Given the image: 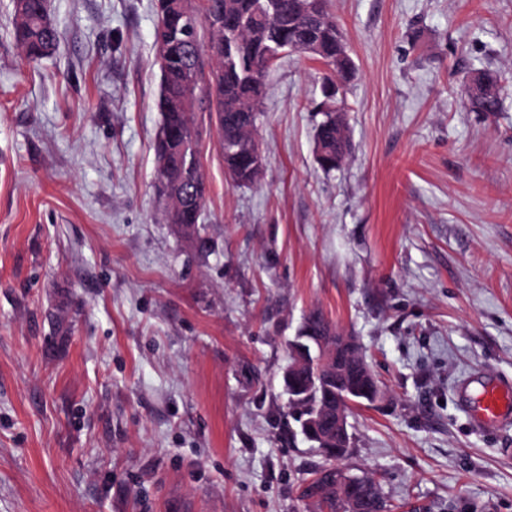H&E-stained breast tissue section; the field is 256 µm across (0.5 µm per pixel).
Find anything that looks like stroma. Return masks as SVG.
Here are the masks:
<instances>
[{
  "instance_id": "35a3bbf8",
  "label": "stroma",
  "mask_w": 512,
  "mask_h": 512,
  "mask_svg": "<svg viewBox=\"0 0 512 512\" xmlns=\"http://www.w3.org/2000/svg\"><path fill=\"white\" fill-rule=\"evenodd\" d=\"M157 0H50L28 62L0 0V512H311L289 339L314 307L386 396L352 405L341 467L388 512H512V423L459 383L512 381V0H331L355 65L352 149L315 161L320 62L285 57L234 184L199 112L207 209L163 221ZM472 83L475 86H472ZM498 77L490 72H478L469 84L466 96L472 112H498L502 107Z\"/></svg>"
}]
</instances>
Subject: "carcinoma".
I'll return each instance as SVG.
<instances>
[{
  "label": "carcinoma",
  "mask_w": 512,
  "mask_h": 512,
  "mask_svg": "<svg viewBox=\"0 0 512 512\" xmlns=\"http://www.w3.org/2000/svg\"><path fill=\"white\" fill-rule=\"evenodd\" d=\"M295 0H157L155 44L166 51L158 58L161 85L158 107L162 116L156 141V184L164 197L168 224L195 232L203 219L207 190L200 164L199 131L194 113L214 112L221 131L224 167L237 185L258 182L255 162L262 158L258 123L266 98V78L280 58L279 48L310 37L322 47L317 57L328 69L321 86L324 100L315 105L323 115L316 126L315 143L323 155L316 158L326 173L336 170L350 153L346 126L336 123L338 83L348 82L354 64L328 0H314V12L297 14ZM14 37L24 57L37 62L55 49L59 32L43 0H13ZM473 112H498L502 107L498 77L481 71L466 91ZM310 327L325 335V344L337 352L332 372L336 379L307 402L288 406V416L307 420L311 410L336 400L351 387L355 401H371L376 380L365 376L369 367L352 337L340 333L322 311L306 316ZM325 463L305 483L301 498L315 512H347L348 474L337 468L345 448L332 441L322 449ZM359 493L369 500L370 512H385L375 480L366 477Z\"/></svg>",
  "instance_id": "carcinoma-1"
}]
</instances>
